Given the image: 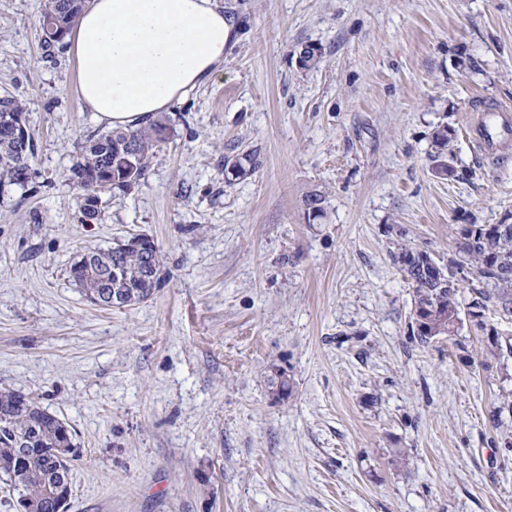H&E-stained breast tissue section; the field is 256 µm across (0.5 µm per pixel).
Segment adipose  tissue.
I'll use <instances>...</instances> for the list:
<instances>
[{
  "label": "adipose tissue",
  "mask_w": 512,
  "mask_h": 512,
  "mask_svg": "<svg viewBox=\"0 0 512 512\" xmlns=\"http://www.w3.org/2000/svg\"><path fill=\"white\" fill-rule=\"evenodd\" d=\"M235 23L215 0H87L67 54L99 123L136 128L220 76Z\"/></svg>",
  "instance_id": "adipose-tissue-1"
}]
</instances>
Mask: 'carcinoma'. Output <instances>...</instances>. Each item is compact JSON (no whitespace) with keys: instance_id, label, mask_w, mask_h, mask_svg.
Instances as JSON below:
<instances>
[{"instance_id":"1","label":"carcinoma","mask_w":512,"mask_h":512,"mask_svg":"<svg viewBox=\"0 0 512 512\" xmlns=\"http://www.w3.org/2000/svg\"><path fill=\"white\" fill-rule=\"evenodd\" d=\"M83 8V0H43L40 27L43 44H59L68 34ZM26 112V103L15 97L0 99V188L20 184L21 170L31 168L35 145L22 151L9 134L13 117ZM166 122L157 117L134 130H112L85 141L80 156L71 168L70 181L80 195L99 193L110 187L128 189L145 178L151 160L161 142L166 139ZM454 130L448 126L434 134L431 154L433 169L439 174L453 175L450 144ZM259 166L253 151L240 153L224 160L226 182L244 178ZM112 171V186L103 183L102 173ZM307 220L324 218V198L318 191L307 193L303 200ZM463 242L456 245L448 263L439 264L426 251L407 245L395 256L399 270L414 288L413 312L420 313L424 323L417 327L420 342L428 343L439 336H451L461 321L462 308L458 288L470 283L471 300L468 315L484 316L495 308L512 313V224H463L459 228ZM163 264L157 251L154 260L145 252L123 248L121 244L107 250L92 252L89 262L71 263L70 276L87 300L103 301L112 306L106 295L119 288L124 294V306L140 303L151 297L158 287ZM58 417L28 397L22 401L17 393L0 389V472L14 490L29 503L33 512H55L53 490L61 484L71 485L72 461L58 462L51 454L60 440ZM34 448L38 456L28 466H14V455L21 442Z\"/></svg>"}]
</instances>
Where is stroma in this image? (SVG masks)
Segmentation results:
<instances>
[{
	"label": "stroma",
	"mask_w": 512,
	"mask_h": 512,
	"mask_svg": "<svg viewBox=\"0 0 512 512\" xmlns=\"http://www.w3.org/2000/svg\"><path fill=\"white\" fill-rule=\"evenodd\" d=\"M218 3L237 24L222 77L83 224L70 168L106 128L44 48L42 0H0V98L25 101L36 148L0 188V388L74 431L68 512H512V314L420 344L393 260L512 224V147L481 161L465 125L512 104V0ZM441 126L451 177L429 160ZM247 150L258 169L225 183ZM141 232L153 295L87 302L73 257Z\"/></svg>",
	"instance_id": "35a3bbf8"
}]
</instances>
